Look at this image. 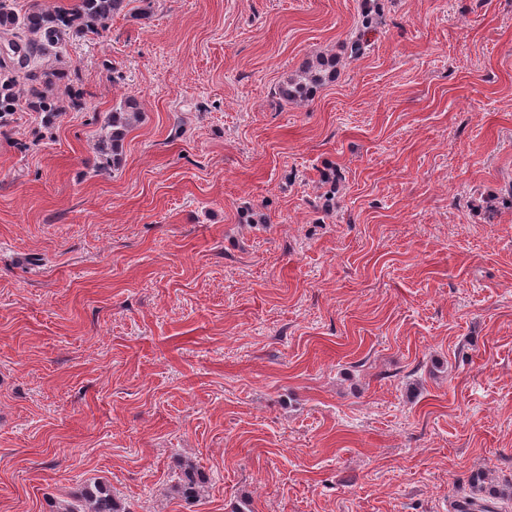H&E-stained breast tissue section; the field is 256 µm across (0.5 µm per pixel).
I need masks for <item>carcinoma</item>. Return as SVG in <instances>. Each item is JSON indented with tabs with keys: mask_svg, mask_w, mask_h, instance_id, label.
Returning a JSON list of instances; mask_svg holds the SVG:
<instances>
[{
	"mask_svg": "<svg viewBox=\"0 0 512 512\" xmlns=\"http://www.w3.org/2000/svg\"><path fill=\"white\" fill-rule=\"evenodd\" d=\"M125 7V0H74L68 6L46 7L32 0L23 14H18L7 0H0V36H9L11 54L0 58V127L9 123L13 113L25 108L41 116L44 126H51L63 103L53 94L64 74L53 67L39 72L29 69L31 60L56 54L70 38L80 37L105 27L112 16ZM338 61L320 57L307 61L297 73L283 80L276 94L284 103L309 100L326 83L334 80ZM139 118V104L131 96L112 108V113L99 136L97 151L112 153V164L119 162L118 150L125 132ZM177 492L188 503L196 501L205 477L192 464L180 466ZM57 512H129L122 500L112 495L104 483L84 486L75 501Z\"/></svg>",
	"mask_w": 512,
	"mask_h": 512,
	"instance_id": "obj_1",
	"label": "carcinoma"
}]
</instances>
